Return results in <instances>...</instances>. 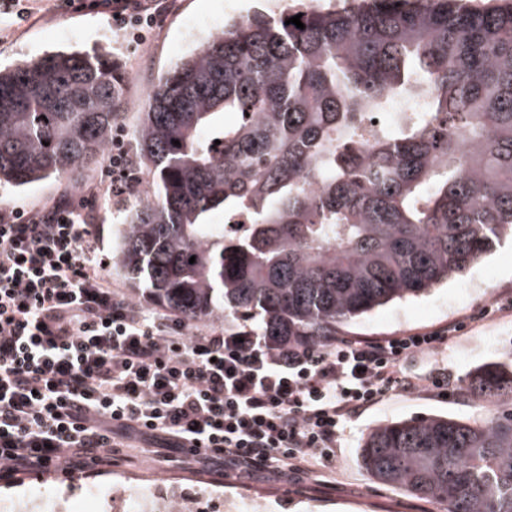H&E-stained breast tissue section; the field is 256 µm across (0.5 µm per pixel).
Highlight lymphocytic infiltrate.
Here are the masks:
<instances>
[{
	"label": "lymphocytic infiltrate",
	"mask_w": 512,
	"mask_h": 512,
	"mask_svg": "<svg viewBox=\"0 0 512 512\" xmlns=\"http://www.w3.org/2000/svg\"><path fill=\"white\" fill-rule=\"evenodd\" d=\"M171 0H91L146 45ZM92 197L122 199L136 163L122 143ZM69 195L0 208V477L111 467L120 448L178 451L240 477L305 479L332 463L345 426L389 392L425 389L404 359L447 343L451 322L387 338L278 347L249 328L199 327L114 286Z\"/></svg>",
	"instance_id": "lymphocytic-infiltrate-1"
}]
</instances>
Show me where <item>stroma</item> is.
<instances>
[{"instance_id": "stroma-1", "label": "stroma", "mask_w": 512, "mask_h": 512, "mask_svg": "<svg viewBox=\"0 0 512 512\" xmlns=\"http://www.w3.org/2000/svg\"><path fill=\"white\" fill-rule=\"evenodd\" d=\"M336 0H175L147 47L119 43L108 15L88 9L55 11L16 26L0 43V67L12 68L56 51H108L124 77L125 109L118 124L129 151L137 149V132L144 107L140 100L177 62L205 43L213 32L241 16L261 10L273 12L288 5L311 9L332 7ZM141 182L122 203L88 199L90 185L107 180L105 163L86 167L77 184L73 202L80 213L92 218L90 242L104 262V272L138 305H147L145 293L134 290L130 279L112 256L118 246V228L150 192L152 176L140 167ZM70 184L64 179H45L25 187L0 185V206L30 209L42 206ZM460 320L466 327L449 340L447 347L409 356L404 372L430 374L436 386L428 393L392 395L370 407L346 427L335 466L315 465L310 477L296 482L272 473L249 480L219 477L217 472L191 460L150 464L141 449H124L125 459L116 470L88 468L69 473L66 480L40 479L28 471L10 482L0 480V505L16 506L18 512H37L42 500L68 507L79 491L94 492L108 512L106 502L113 473L151 472L163 484L211 489L218 494L255 495L266 498V512H440L438 504L417 499L399 489L373 481L359 462V448L373 426L410 418L448 415L474 420L490 416L492 404L468 387L470 372L488 362L512 358V241L503 240L467 276L452 280L417 298L397 301L375 309L345 328V335L364 338L395 336L405 331H427Z\"/></svg>"}]
</instances>
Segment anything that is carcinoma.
Instances as JSON below:
<instances>
[{"mask_svg":"<svg viewBox=\"0 0 512 512\" xmlns=\"http://www.w3.org/2000/svg\"><path fill=\"white\" fill-rule=\"evenodd\" d=\"M299 13L305 28L285 24ZM118 68L56 52L0 70V183L72 179L105 159ZM147 98L138 148L154 191L113 260L170 311L250 322L274 346L323 342L512 239V3L256 11ZM396 102L394 128L374 123ZM217 212L249 224L226 235ZM469 387L491 418L376 426L360 447L369 476L443 512H512V365Z\"/></svg>","mask_w":512,"mask_h":512,"instance_id":"obj_1","label":"carcinoma"}]
</instances>
